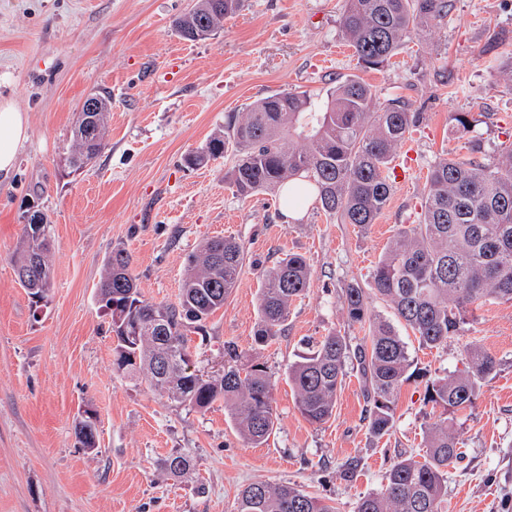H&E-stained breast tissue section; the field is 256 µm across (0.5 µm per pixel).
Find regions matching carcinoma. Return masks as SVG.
I'll return each instance as SVG.
<instances>
[{
    "instance_id": "1",
    "label": "carcinoma",
    "mask_w": 512,
    "mask_h": 512,
    "mask_svg": "<svg viewBox=\"0 0 512 512\" xmlns=\"http://www.w3.org/2000/svg\"><path fill=\"white\" fill-rule=\"evenodd\" d=\"M244 0H196L174 21L179 36L191 18L213 30L240 11ZM452 0H346L340 28L352 47L357 66L379 71L391 64L412 35L441 22ZM306 93L289 90L257 100L228 119L224 132L186 156L193 167L221 156L215 147L237 157L224 180L248 197L275 193L292 185L296 204L313 187L317 211L336 224L367 228L388 206L393 184L392 161L420 116L409 111L402 95L383 105L376 91L357 75L338 82L320 111L311 112ZM79 112L68 168L77 172L106 147L107 112L95 119ZM468 156H444L429 168L427 193L417 224L401 225L366 283L352 280L341 289L348 322L366 330L359 342L332 333L308 344V351L288 367L302 416L314 424L329 420L336 407L346 367L356 366L367 402L369 433L382 438L396 424V398L411 378L413 360L395 326L369 315L373 299L386 302L396 320L411 329L422 347L448 342L489 300L512 301V143L488 158L469 146ZM41 233L22 225L11 258L29 282L52 281L51 221L42 214ZM245 263L243 245L232 238L204 240L189 256L175 305L143 299L132 271L130 254L114 249L98 290L111 317L112 369L153 391L199 411L224 401L240 437L258 447L275 433L274 381L267 367L237 365L240 353L224 347L228 365L215 380L187 374L180 367L189 355L190 334L206 337L207 320L224 308L237 287ZM311 266L300 254L276 261L262 275L258 292L254 343L261 347L281 333L290 307L308 292ZM500 361L477 347L467 351L463 370L428 383L426 402L459 411L469 407ZM429 448L419 461L397 460L385 488L359 499L353 512H443L448 469L460 459L459 435L446 419L424 431ZM237 512H336V508L290 484L254 482L243 488Z\"/></svg>"
}]
</instances>
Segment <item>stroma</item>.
<instances>
[{
  "label": "stroma",
  "mask_w": 512,
  "mask_h": 512,
  "mask_svg": "<svg viewBox=\"0 0 512 512\" xmlns=\"http://www.w3.org/2000/svg\"><path fill=\"white\" fill-rule=\"evenodd\" d=\"M190 0H0V100L28 118L13 175L0 181V512H236L242 488L290 483L353 512L380 492L393 463L424 459V430L450 416L464 458L448 474L447 512H512V302L484 304L436 348L409 340L414 376L397 398L390 435L372 438L358 373L349 372L332 417L306 421L286 371L311 340L349 325L341 290L365 280L397 225L417 223L433 162L479 142L484 155L512 143V0H453L448 16L413 36L394 64L360 72L339 20L345 0H246L207 38L186 41L173 21ZM363 74L378 103L405 96L419 123L396 153L388 208L362 229L332 224L315 204L285 220L274 196H239L224 180L233 155L185 162L223 131L229 115L285 90L325 98ZM111 98L106 147L84 169L65 165L84 98ZM468 113L469 129L457 113ZM47 213L52 286L34 304L11 255L29 210ZM232 237L246 261L207 338L191 341L195 369L224 370V346L273 375L277 429L244 446L223 402L199 412L112 371L109 316L98 300L104 263L128 251L144 297L177 302L187 259L203 240ZM288 253L312 279L282 336L254 344L262 272ZM477 346L500 361L471 408L425 402L428 379L464 369ZM98 417V448L77 444L80 410ZM185 456L189 469L164 467ZM352 477H344L347 464Z\"/></svg>",
  "instance_id": "obj_1"
}]
</instances>
